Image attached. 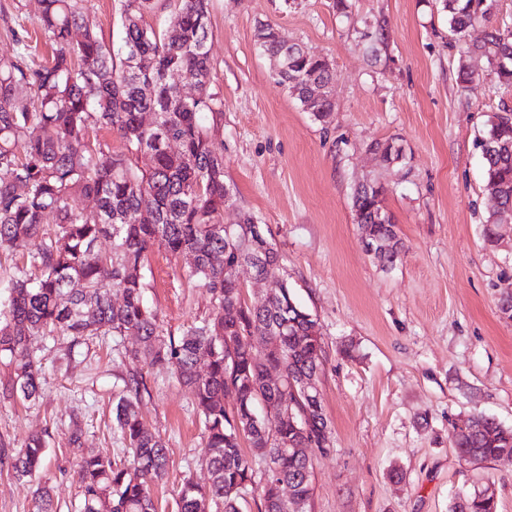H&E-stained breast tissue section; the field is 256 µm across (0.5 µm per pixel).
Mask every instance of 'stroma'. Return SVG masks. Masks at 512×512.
Here are the masks:
<instances>
[{
  "label": "stroma",
  "mask_w": 512,
  "mask_h": 512,
  "mask_svg": "<svg viewBox=\"0 0 512 512\" xmlns=\"http://www.w3.org/2000/svg\"><path fill=\"white\" fill-rule=\"evenodd\" d=\"M212 0L211 89L222 102L218 145L233 200L225 223L245 214L271 234L297 300L321 326L318 386L331 423L330 454L313 458L308 512H449L459 490L492 487L498 512H512V460L461 463L452 422L476 413L512 426V223L484 240L492 206L481 175L478 133L512 91L492 65L470 58L469 89L457 82L459 45L441 0ZM105 40L119 42V0H78ZM39 0H0V55L12 34L39 37ZM331 60L335 107L314 119L275 74L257 26ZM388 41L370 52L369 32ZM398 139L406 159L388 164L370 143ZM379 178L403 251L382 267L353 221L355 184ZM188 257L153 248L145 298L174 333L211 314V296L190 278ZM137 337L96 336L73 347L35 337L45 383L39 398L10 391L14 366L0 357V512H32L29 487L11 458L34 434L46 442L41 481L56 512H80L81 456H123L112 404L120 378L140 373L148 428L166 448L168 470L153 488L158 512H175L184 479L206 485L208 453L191 390L168 370L126 358ZM80 434V446L70 439Z\"/></svg>",
  "instance_id": "1"
}]
</instances>
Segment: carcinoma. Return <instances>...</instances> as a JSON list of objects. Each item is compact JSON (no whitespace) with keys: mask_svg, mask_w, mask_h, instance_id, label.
<instances>
[{"mask_svg":"<svg viewBox=\"0 0 512 512\" xmlns=\"http://www.w3.org/2000/svg\"><path fill=\"white\" fill-rule=\"evenodd\" d=\"M448 29L461 41L463 55L479 54L495 67L498 83L512 87V24L491 27L476 45L462 41L467 30L490 20L496 0H442ZM151 0H120L122 40L112 48L85 22L77 0H40L37 25L51 55L36 64L28 32L15 34L10 55H0V251L29 248L28 262L38 274L17 268L7 305L0 309V355L15 363L12 390L25 399L40 395L45 374L30 352L36 336L61 333L76 344L98 333L139 337L131 360L144 357L171 370L189 387L209 448L210 482L186 480L177 494L178 512H241V500L260 486L261 512H289L278 493L286 483L306 512L311 496L313 449L330 447L324 410L310 412L307 428L281 423L269 442L251 416L274 390L264 381L266 363L283 375L292 370L319 374L323 359L317 318L296 302L284 277L272 237L260 252L253 239L224 237V205L231 196L224 182V154L215 139L222 102L211 91L210 0H177V34L144 24ZM83 30L72 41V31ZM260 50L277 59L278 76L303 108L320 122L334 108V73L321 56L287 45L269 23L259 27ZM178 74L195 93L187 95L170 81ZM321 99L308 105L311 86ZM22 98L31 106H18ZM155 116L156 127L142 125V114ZM495 114L478 136L486 192L499 207L486 220L484 236L495 241V227L512 220V116ZM119 134L127 152L108 154L100 131ZM179 152L169 150V142ZM384 185L372 180L352 197L354 223L363 245L398 237L392 215L384 210ZM91 198L86 211L80 198ZM53 215L56 229L43 232ZM148 219H143V215ZM112 239V252L97 249ZM178 257L194 256L190 276L211 295L212 313L179 335L165 330L144 297V257L154 246ZM256 259L272 274L277 303H295L290 325L281 335L283 315L273 308H253L244 285L234 277L243 262ZM121 296L114 303L112 293ZM208 358L200 372L198 360ZM113 407V420L130 459L101 454L81 458L77 488L82 512H156L151 485L166 474V447L146 427L138 404L145 389L136 373ZM233 395L231 408L224 397ZM464 432L452 424L451 438L460 460L475 456L491 462L512 450V427L484 414L471 416ZM272 458L277 472L255 480L256 471L242 449ZM310 448L307 456L297 453ZM46 458L45 440L31 436L12 468L17 480L32 487L33 512H53L49 491L38 482ZM450 512H497L492 496L473 492L454 497Z\"/></svg>","mask_w":512,"mask_h":512,"instance_id":"cac0c4a2","label":"carcinoma"}]
</instances>
